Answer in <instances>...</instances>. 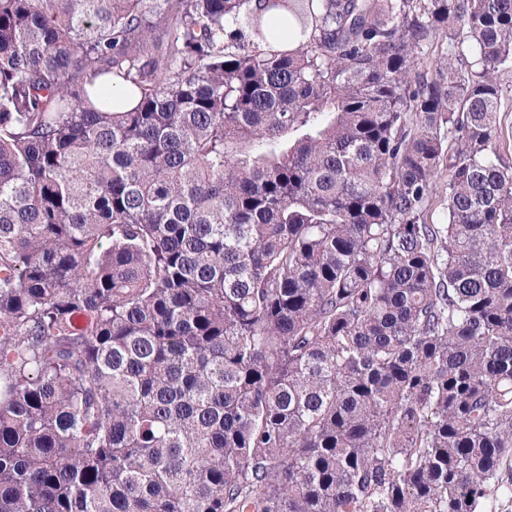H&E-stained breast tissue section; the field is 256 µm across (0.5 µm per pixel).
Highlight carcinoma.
<instances>
[{"label": "carcinoma", "instance_id": "obj_1", "mask_svg": "<svg viewBox=\"0 0 512 512\" xmlns=\"http://www.w3.org/2000/svg\"><path fill=\"white\" fill-rule=\"evenodd\" d=\"M511 67L512 0H0V512L512 504Z\"/></svg>", "mask_w": 512, "mask_h": 512}]
</instances>
